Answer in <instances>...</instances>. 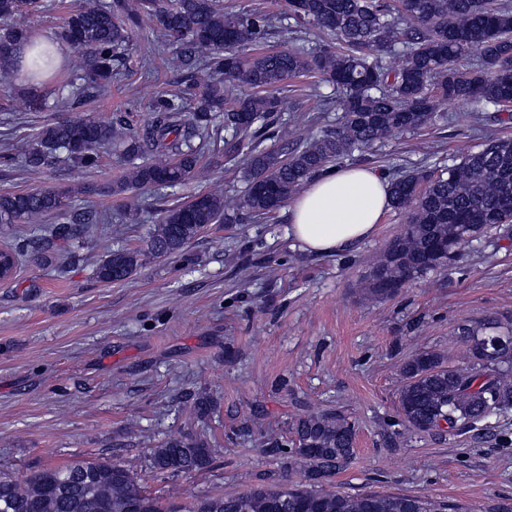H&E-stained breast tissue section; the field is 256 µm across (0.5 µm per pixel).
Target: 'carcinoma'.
I'll use <instances>...</instances> for the list:
<instances>
[{"label": "carcinoma", "instance_id": "cac0c4a2", "mask_svg": "<svg viewBox=\"0 0 512 512\" xmlns=\"http://www.w3.org/2000/svg\"><path fill=\"white\" fill-rule=\"evenodd\" d=\"M283 18L256 11L226 12L219 0H86L69 10L58 36L80 55V84L55 89L56 103L77 105L108 88L126 60L125 47L150 21L178 54L194 63L193 87L202 89L185 112L179 95L161 94L148 106L146 122L134 127L116 112L109 119L87 115L44 125L23 153L27 174L36 179L54 160L96 165L113 148L129 162L126 177L110 192L122 196L150 187L172 188L195 179L200 149L217 141L259 139L277 112H289L288 99L275 90L288 79L317 72L336 90L337 122L284 143L286 158L252 149L247 187L239 198L243 215L272 213L309 180L335 162L364 152L401 133H417L441 119V99L484 102L512 120V4L508 0H287ZM40 0H0V71L18 66L14 47L26 39L17 22L36 12ZM294 24H288V21ZM291 36V46L248 58L239 48L274 29ZM339 35L338 50L314 54L310 36ZM479 55L482 69L459 68V59ZM402 58L391 68L386 58ZM36 56L27 71V94L36 111L46 106L37 86ZM237 81L251 93L229 96ZM71 192L33 189L0 193V224L32 228L5 248L16 264L37 250L44 258L60 244L86 236L93 218L71 212ZM512 139H496L434 174L408 171L391 182V206L408 213L400 234L385 248L369 274L367 292L377 300L393 296L416 277L448 265L461 245L493 230L512 240ZM224 197L207 193L160 212L147 250L120 249L95 267V277L114 283L130 277L146 254L183 255L206 224L225 218ZM54 216L56 222L41 220ZM512 336V326L485 319L458 328L469 363L450 366L445 355L420 351L400 367L403 386L399 414L415 433L462 429L493 415L512 412V350L488 354L496 336ZM291 438L271 443L278 469L257 475L239 494H215L185 512H465L459 505L407 494L346 495L328 490L354 454V423L341 412L301 415L289 424ZM213 449L202 439L169 437L151 450L157 473L191 475L207 469ZM296 472L300 481L288 482ZM130 469L109 461H78L26 474L0 475V512H172Z\"/></svg>", "mask_w": 512, "mask_h": 512}]
</instances>
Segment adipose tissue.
Here are the masks:
<instances>
[{
	"instance_id": "adipose-tissue-1",
	"label": "adipose tissue",
	"mask_w": 512,
	"mask_h": 512,
	"mask_svg": "<svg viewBox=\"0 0 512 512\" xmlns=\"http://www.w3.org/2000/svg\"><path fill=\"white\" fill-rule=\"evenodd\" d=\"M390 186L386 174L368 166L321 171L289 207L291 233L306 252H344L376 232L391 207Z\"/></svg>"
}]
</instances>
